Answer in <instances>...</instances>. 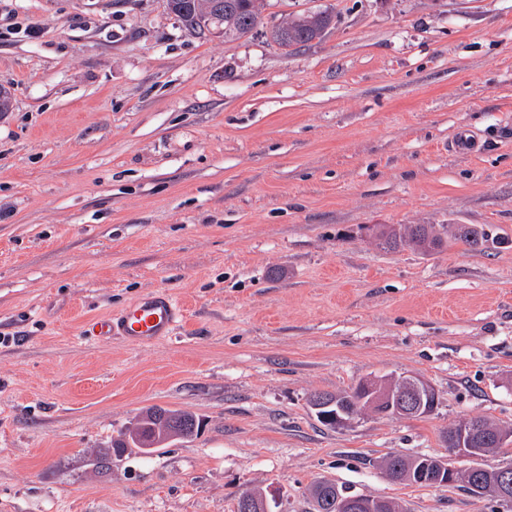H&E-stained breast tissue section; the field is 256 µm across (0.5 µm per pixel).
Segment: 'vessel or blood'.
Wrapping results in <instances>:
<instances>
[{"label": "vessel or blood", "instance_id": "vessel-or-blood-1", "mask_svg": "<svg viewBox=\"0 0 512 512\" xmlns=\"http://www.w3.org/2000/svg\"><path fill=\"white\" fill-rule=\"evenodd\" d=\"M183 317V305L174 295L155 290L117 311L86 321L83 334L98 344L115 337L134 345L152 344L171 336Z\"/></svg>", "mask_w": 512, "mask_h": 512}]
</instances>
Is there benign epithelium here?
Wrapping results in <instances>:
<instances>
[{"label": "benign epithelium", "mask_w": 512, "mask_h": 512, "mask_svg": "<svg viewBox=\"0 0 512 512\" xmlns=\"http://www.w3.org/2000/svg\"><path fill=\"white\" fill-rule=\"evenodd\" d=\"M363 397L350 409H341L338 413L325 414L323 410L334 406L332 402L323 399L312 400L311 408L320 420L328 422L332 419L338 424H349L351 419L365 412L417 414L424 408L425 401L432 399L435 390L432 385L419 376L376 377L370 381H363L359 386ZM457 448L452 455L475 459L479 451L471 447V436L465 428L456 436ZM476 468L460 469L452 465L448 459L439 456L426 455L419 459L417 477L412 479L396 475V481L415 485L426 478L440 485L456 486L465 482V479L474 475ZM341 505V512H385L386 504L367 496H354L346 500H336ZM237 512H274L268 495L260 491L257 494L249 493L243 496L236 505Z\"/></svg>", "instance_id": "benign-epithelium-1"}]
</instances>
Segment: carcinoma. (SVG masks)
Here are the masks:
<instances>
[{
    "instance_id": "obj_1",
    "label": "carcinoma",
    "mask_w": 512,
    "mask_h": 512,
    "mask_svg": "<svg viewBox=\"0 0 512 512\" xmlns=\"http://www.w3.org/2000/svg\"><path fill=\"white\" fill-rule=\"evenodd\" d=\"M261 0H164L167 13L174 15L186 28L199 32L223 28L224 36L240 37L247 30L256 28L261 21ZM336 15L328 10L290 17L277 27L274 42L283 49L305 45L314 38H322L334 25ZM378 246L386 251L408 247L417 251L430 248L440 251L449 243L462 242L472 249H478L489 241V232L483 224H456L439 226L435 224H409L404 230L393 227L381 229ZM474 431L473 447L481 449L480 455L501 449L496 434L501 431L498 423L488 417H473L467 420ZM137 435L113 441L114 448H140L139 436L155 431L177 434L184 439L197 431L194 416L182 411L164 408H150L135 420ZM313 500L346 495L345 489L337 483L330 485L325 480L315 481L308 489Z\"/></svg>"
}]
</instances>
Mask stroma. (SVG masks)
<instances>
[{
    "label": "stroma",
    "instance_id": "1",
    "mask_svg": "<svg viewBox=\"0 0 512 512\" xmlns=\"http://www.w3.org/2000/svg\"><path fill=\"white\" fill-rule=\"evenodd\" d=\"M326 7L322 40L268 38ZM0 86V512H234L253 489L313 512L322 478L512 512L377 466L447 454L471 417L512 428V0H264L230 39L163 0H0ZM378 224L498 242L388 252ZM154 289L187 306L172 336L84 338ZM383 375L437 407L317 422L311 394ZM153 406L198 435L114 453Z\"/></svg>",
    "mask_w": 512,
    "mask_h": 512
}]
</instances>
